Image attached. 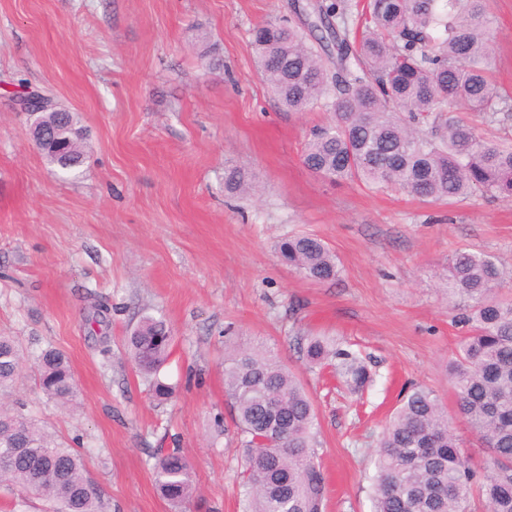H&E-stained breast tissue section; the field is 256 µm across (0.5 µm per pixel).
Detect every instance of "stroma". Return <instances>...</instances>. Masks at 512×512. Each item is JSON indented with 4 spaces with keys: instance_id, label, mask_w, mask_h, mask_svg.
<instances>
[{
    "instance_id": "35a3bbf8",
    "label": "stroma",
    "mask_w": 512,
    "mask_h": 512,
    "mask_svg": "<svg viewBox=\"0 0 512 512\" xmlns=\"http://www.w3.org/2000/svg\"><path fill=\"white\" fill-rule=\"evenodd\" d=\"M314 0H0V334L23 354L10 401L57 440H79L107 512H175L155 487L153 451L178 447L217 512H242L244 457L224 391V351L264 343L312 398L325 512H371L377 435L402 390L432 388L476 460L448 361L465 328L441 284L459 248L496 256L512 296V199L478 194L426 203L391 189L334 184L302 155L330 120L290 112L263 80L253 28L282 16L305 26ZM497 19L494 68L512 95V0ZM216 48L223 70L206 67ZM36 90L88 131L82 167L63 173L30 137L16 99ZM244 168L249 194L224 188ZM310 234L341 273L301 278L282 238ZM164 320L174 389L154 400L126 338ZM354 344L374 381L361 393L308 369L299 339ZM64 352L79 398L42 392L41 349Z\"/></svg>"
}]
</instances>
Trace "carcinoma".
Returning <instances> with one entry per match:
<instances>
[{
  "label": "carcinoma",
  "mask_w": 512,
  "mask_h": 512,
  "mask_svg": "<svg viewBox=\"0 0 512 512\" xmlns=\"http://www.w3.org/2000/svg\"><path fill=\"white\" fill-rule=\"evenodd\" d=\"M311 17L307 35L287 19L253 30L259 72L280 104L332 114L309 132L308 170L425 202L477 193L512 199V136L487 143L473 122L448 115L457 107L512 119V101L493 86L487 0H320ZM322 29L332 37L333 71L317 49ZM80 142L73 139L71 156L48 160L64 171L82 165ZM277 252L305 279L339 275L336 255L316 236L284 238ZM501 279L490 254L459 250L448 258V297L462 303L460 320L470 326L448 361V379L459 414L489 450L485 466L462 448L434 391L415 388L379 436L373 512H512V299L497 295ZM126 346L154 398L169 399L172 387L159 376L173 346L166 323L144 318ZM301 351L306 366L329 371L352 392L372 382L366 362L334 337L305 336ZM20 367L15 341L0 336L1 393ZM36 369L50 398L77 399L64 353L43 349ZM224 388L244 448L245 512H322L317 417L296 376L266 349H233L224 357ZM154 470L164 498L189 508L197 488L181 449H157ZM0 483L49 502L50 512H104L81 454L55 443L22 407L0 408Z\"/></svg>",
  "instance_id": "1"
}]
</instances>
